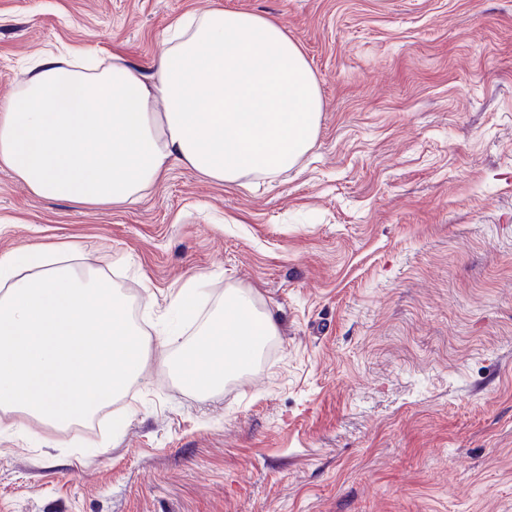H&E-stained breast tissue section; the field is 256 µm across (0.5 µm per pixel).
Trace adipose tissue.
<instances>
[{
	"mask_svg": "<svg viewBox=\"0 0 512 512\" xmlns=\"http://www.w3.org/2000/svg\"><path fill=\"white\" fill-rule=\"evenodd\" d=\"M321 97L299 46L274 20L214 9L178 18L147 75L120 58L39 55L0 102V168L35 194L91 205L137 202L174 165L224 185L271 179L313 146ZM229 288L200 338L162 359L201 393L237 378L279 324Z\"/></svg>",
	"mask_w": 512,
	"mask_h": 512,
	"instance_id": "1",
	"label": "adipose tissue"
}]
</instances>
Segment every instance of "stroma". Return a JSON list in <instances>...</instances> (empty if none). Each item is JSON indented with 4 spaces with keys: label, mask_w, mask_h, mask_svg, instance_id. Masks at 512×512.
Instances as JSON below:
<instances>
[{
    "label": "stroma",
    "mask_w": 512,
    "mask_h": 512,
    "mask_svg": "<svg viewBox=\"0 0 512 512\" xmlns=\"http://www.w3.org/2000/svg\"><path fill=\"white\" fill-rule=\"evenodd\" d=\"M214 8L300 46L313 148L246 187L176 166L120 206L0 169V251L85 243L181 345L230 286L280 333L209 395L153 350L92 424L0 410V512H512V0H0V99L57 45L150 70L174 19ZM199 278H190L174 295L173 304L181 316L190 319L195 316L201 293L197 288Z\"/></svg>",
    "instance_id": "obj_1"
}]
</instances>
